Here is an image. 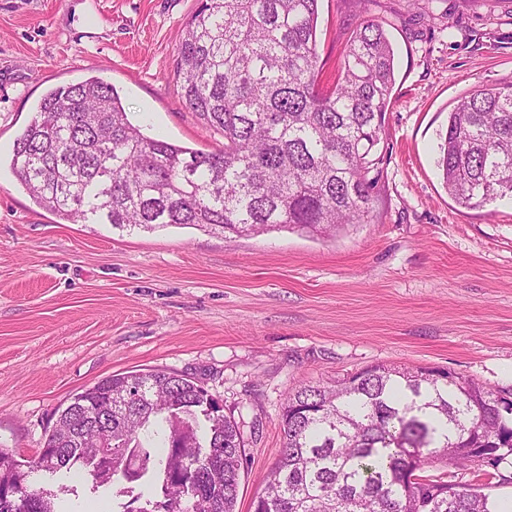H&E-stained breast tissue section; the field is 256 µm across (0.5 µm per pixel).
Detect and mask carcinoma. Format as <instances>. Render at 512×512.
Instances as JSON below:
<instances>
[{
    "instance_id": "cac0c4a2",
    "label": "carcinoma",
    "mask_w": 512,
    "mask_h": 512,
    "mask_svg": "<svg viewBox=\"0 0 512 512\" xmlns=\"http://www.w3.org/2000/svg\"><path fill=\"white\" fill-rule=\"evenodd\" d=\"M318 2L200 0L175 76L222 148L145 135L116 89L89 78L44 96L14 142L13 174L59 218L117 229L325 238L372 223L368 174L394 50L381 23L362 20L322 84ZM441 139L437 165L458 204L512 194V83L460 97ZM281 425L253 512H501L472 484L420 475L444 462L490 478L512 459V399L467 376L374 365L292 389ZM105 448L99 471L91 459ZM243 455L239 422L202 385L164 370L115 374L72 398L34 458L0 448V512H59L29 473L78 463L98 485L128 483L122 512H236Z\"/></svg>"
}]
</instances>
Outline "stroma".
I'll return each mask as SVG.
<instances>
[{"instance_id":"obj_1","label":"stroma","mask_w":512,"mask_h":512,"mask_svg":"<svg viewBox=\"0 0 512 512\" xmlns=\"http://www.w3.org/2000/svg\"><path fill=\"white\" fill-rule=\"evenodd\" d=\"M198 0H0V447L34 457L71 398L118 373L186 375L241 424L237 512L282 447L289 390L377 364L512 390V197L459 205L436 166L457 100L512 82V0H319L334 75L358 16L381 22L395 85L371 224L317 240L226 239L71 223L8 162L52 87L112 84L151 137L222 145L181 98L177 45Z\"/></svg>"}]
</instances>
